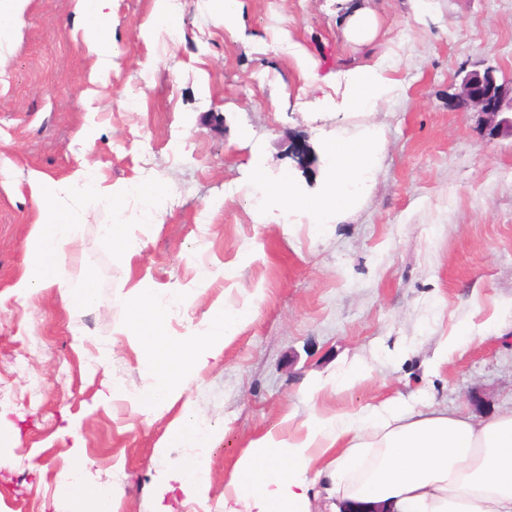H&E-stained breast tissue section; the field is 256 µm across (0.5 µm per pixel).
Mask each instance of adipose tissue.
I'll use <instances>...</instances> for the list:
<instances>
[{"label":"adipose tissue","mask_w":512,"mask_h":512,"mask_svg":"<svg viewBox=\"0 0 512 512\" xmlns=\"http://www.w3.org/2000/svg\"><path fill=\"white\" fill-rule=\"evenodd\" d=\"M93 21L87 47L95 58L92 81H102L112 67V0H78ZM391 57L357 66L336 76L335 96L318 105L328 112H374L397 92L390 78ZM385 132L377 125L356 137L325 144L328 178L318 193L294 187L284 177L268 184L255 173L244 187L247 198H261L258 217L300 210L310 223H340L374 179ZM38 215L27 241L28 268L15 291L22 296L58 289L75 306H90L95 291L72 289L81 223L64 208L65 200L93 196L100 181L93 167L77 168L60 184L46 185L32 174ZM129 326L144 344L141 367L151 387L133 399L136 410L161 412L182 395L189 373L205 368L253 314V306L214 307L204 328L181 346H173L164 323L167 300L143 289L127 302ZM296 435L266 433L238 458L226 484L225 501L246 512H305L308 472L323 466L344 502L383 506L385 512H512V412L477 421L461 411L422 403L410 406L389 398L354 416L311 413ZM215 432L192 405L156 450L167 459L172 446L208 447Z\"/></svg>","instance_id":"obj_1"}]
</instances>
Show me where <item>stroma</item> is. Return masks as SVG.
Returning a JSON list of instances; mask_svg holds the SVG:
<instances>
[{
  "instance_id": "stroma-1",
  "label": "stroma",
  "mask_w": 512,
  "mask_h": 512,
  "mask_svg": "<svg viewBox=\"0 0 512 512\" xmlns=\"http://www.w3.org/2000/svg\"><path fill=\"white\" fill-rule=\"evenodd\" d=\"M155 2L112 0L114 64L95 85L75 0H28L0 44V512H69L74 447L118 512H224V485L250 442L297 434L310 412L390 397L479 419L511 411L512 137L488 135L480 114L452 100L470 71L490 67L512 85V0H435L425 16L411 0H360L378 22L366 45L346 41L337 0H241L231 27L209 0H177L173 36L156 31ZM385 52L398 97L372 113L315 108L338 73ZM308 62L319 89L304 86ZM373 123L386 134L376 182L346 222L318 232L296 211L258 223L241 192L256 167L318 187L324 143ZM84 163L106 194L74 202V284L94 288L96 302L73 308L54 288L18 296L37 212L29 176L61 183ZM136 183L162 190L159 223L127 194ZM107 224L136 239L127 261ZM143 288L179 294L165 320L177 344L213 307L261 294L253 319L186 379L184 399L219 440L174 447L164 462L155 449L177 410L142 414L131 401L150 385L127 328L126 303ZM465 329L479 341L436 364ZM96 344L107 370L88 367ZM358 366L367 382L336 387ZM109 384L124 393L105 405ZM200 453L197 495L175 469Z\"/></svg>"
}]
</instances>
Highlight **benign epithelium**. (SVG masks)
Instances as JSON below:
<instances>
[{"instance_id":"obj_1","label":"benign epithelium","mask_w":512,"mask_h":512,"mask_svg":"<svg viewBox=\"0 0 512 512\" xmlns=\"http://www.w3.org/2000/svg\"><path fill=\"white\" fill-rule=\"evenodd\" d=\"M454 104L481 114L490 134L512 135V116H506L512 108V88L497 83L494 70L468 73L460 82Z\"/></svg>"}]
</instances>
